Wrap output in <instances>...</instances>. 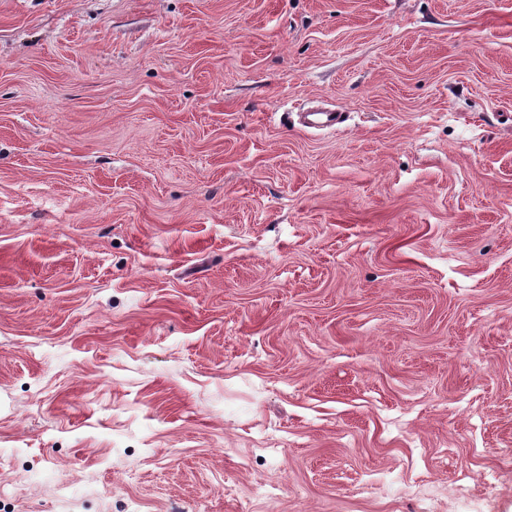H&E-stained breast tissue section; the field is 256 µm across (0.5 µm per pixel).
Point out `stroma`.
Wrapping results in <instances>:
<instances>
[{
    "mask_svg": "<svg viewBox=\"0 0 512 512\" xmlns=\"http://www.w3.org/2000/svg\"><path fill=\"white\" fill-rule=\"evenodd\" d=\"M0 512H512V0H0Z\"/></svg>",
    "mask_w": 512,
    "mask_h": 512,
    "instance_id": "35a3bbf8",
    "label": "stroma"
}]
</instances>
